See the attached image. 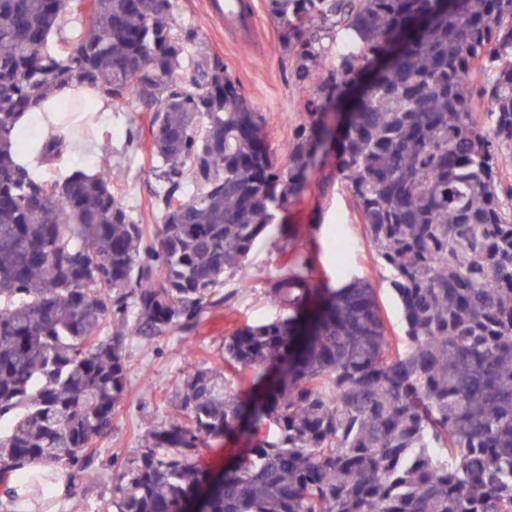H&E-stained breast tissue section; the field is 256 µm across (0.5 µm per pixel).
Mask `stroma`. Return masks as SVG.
<instances>
[{"instance_id":"1","label":"stroma","mask_w":512,"mask_h":512,"mask_svg":"<svg viewBox=\"0 0 512 512\" xmlns=\"http://www.w3.org/2000/svg\"><path fill=\"white\" fill-rule=\"evenodd\" d=\"M255 14V30L226 32L213 13V0H176L173 12L176 28H196L202 39L201 50L190 53L219 57L228 77L239 83L244 97L264 119V133L277 155H284L297 130L307 121L305 103L315 94V84L291 81L292 60L286 53L280 29L269 13L267 0H248ZM56 129L66 138L67 149L53 164L41 165L40 174L65 176L80 168L95 170L110 162L112 180L122 201L147 224H157L150 199L155 185L150 154L151 131L146 113L133 100L112 108L110 121H103L101 110L92 114L60 112ZM138 129L137 150L126 147L128 129ZM280 223L300 225L304 236L299 249L311 253L320 273L330 284L344 276L370 281L384 309L388 332L401 336L403 324L391 286L389 269L377 257L350 190L336 176L335 156L326 153L303 194L279 215ZM287 253L271 241L258 242L243 271L226 276L217 303L208 305L198 322L152 342L143 351V341L128 337L127 363L130 390L112 419L111 430L93 444L90 470L111 469L140 447L144 435L168 413L169 400L181 378L193 372L202 361L223 362L224 338L244 323L276 319L265 294V282L286 269ZM57 490L51 491L47 512H95L101 499L112 496L108 483H67L57 475Z\"/></svg>"}]
</instances>
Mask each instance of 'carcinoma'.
Masks as SVG:
<instances>
[{
  "label": "carcinoma",
  "mask_w": 512,
  "mask_h": 512,
  "mask_svg": "<svg viewBox=\"0 0 512 512\" xmlns=\"http://www.w3.org/2000/svg\"><path fill=\"white\" fill-rule=\"evenodd\" d=\"M268 4L292 80L317 85L281 161L222 60L184 65L200 38L176 31L174 0H0V482L28 467L20 485L41 497L53 462L72 483L106 479L86 462L130 384L125 338L149 349L194 324L332 146L405 336H388L370 281L333 287L292 253L267 281L284 315L224 337L239 376L206 361L184 376L99 509L512 512V183L497 163L512 148V0ZM76 8L84 31L54 46ZM338 23L353 35L340 53ZM64 87L61 112L92 111L90 87L151 113L161 223H140L108 168L54 179L16 161L20 115ZM66 148L49 138L44 161ZM301 235L281 226L274 243ZM236 436L246 448L222 473L198 466L206 440Z\"/></svg>",
  "instance_id": "carcinoma-1"
}]
</instances>
